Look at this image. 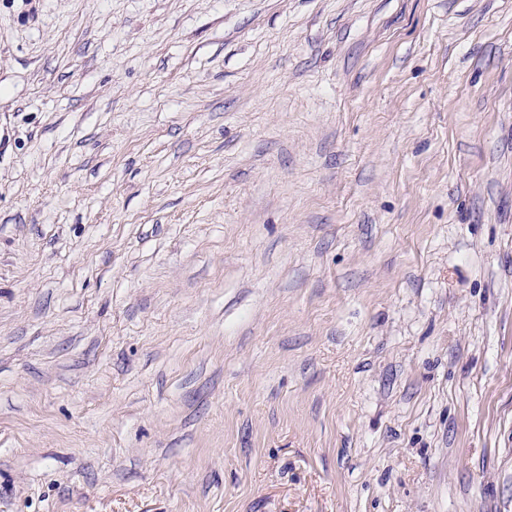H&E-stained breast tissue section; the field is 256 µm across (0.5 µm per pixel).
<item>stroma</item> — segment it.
Listing matches in <instances>:
<instances>
[{
    "mask_svg": "<svg viewBox=\"0 0 512 512\" xmlns=\"http://www.w3.org/2000/svg\"><path fill=\"white\" fill-rule=\"evenodd\" d=\"M0 512H512V0H0Z\"/></svg>",
    "mask_w": 512,
    "mask_h": 512,
    "instance_id": "obj_1",
    "label": "stroma"
}]
</instances>
